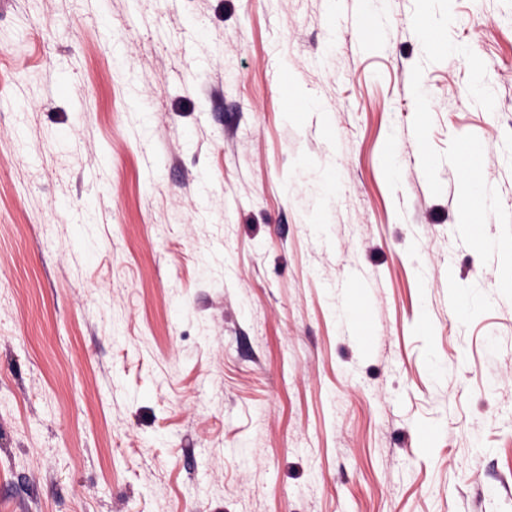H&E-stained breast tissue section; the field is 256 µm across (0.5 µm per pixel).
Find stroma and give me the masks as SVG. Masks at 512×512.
I'll return each instance as SVG.
<instances>
[{
    "label": "stroma",
    "instance_id": "obj_1",
    "mask_svg": "<svg viewBox=\"0 0 512 512\" xmlns=\"http://www.w3.org/2000/svg\"><path fill=\"white\" fill-rule=\"evenodd\" d=\"M366 2L0 0V512H512V301L410 86L512 213V0L452 4L491 111Z\"/></svg>",
    "mask_w": 512,
    "mask_h": 512
}]
</instances>
